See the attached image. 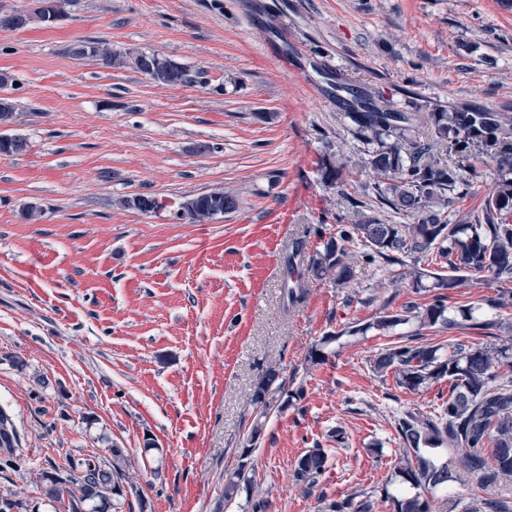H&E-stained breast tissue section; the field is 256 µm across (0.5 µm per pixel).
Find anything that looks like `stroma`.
I'll use <instances>...</instances> for the list:
<instances>
[{"mask_svg": "<svg viewBox=\"0 0 512 512\" xmlns=\"http://www.w3.org/2000/svg\"><path fill=\"white\" fill-rule=\"evenodd\" d=\"M65 12L52 27L0 28V73L20 114L12 131L29 141L0 158V408L19 436L13 453L0 451V494L49 512L40 470L116 447L132 462V512H328L346 498L394 512L407 488L395 421L432 414L449 384L398 388L392 372L375 371L377 358L417 332L443 348L512 344V301L497 305V284L470 276L447 290V315L475 306L486 328L421 331L412 321L383 333L370 327L376 317L431 293L360 263L350 287L316 281L287 308L284 255L301 237L320 249L348 209L321 178L358 148L337 83L406 112L416 100L512 115V8L68 0ZM78 39L158 53L194 81L160 85L74 59ZM495 177L494 162L475 161L473 194L451 223L482 215ZM218 188L236 191L235 212L208 224L176 217L186 197ZM133 192L162 200V216L120 206ZM30 204L44 211L39 223L23 217ZM358 322L366 331L353 332ZM271 369L304 392L253 444L252 395ZM315 447L328 454L324 474L296 484L297 459ZM424 455L448 470L428 493L435 512H487L486 499L512 496V478L483 486L460 451ZM240 468L247 480L225 501V477Z\"/></svg>", "mask_w": 512, "mask_h": 512, "instance_id": "stroma-1", "label": "stroma"}]
</instances>
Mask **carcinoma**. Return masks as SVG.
<instances>
[{"label": "carcinoma", "mask_w": 512, "mask_h": 512, "mask_svg": "<svg viewBox=\"0 0 512 512\" xmlns=\"http://www.w3.org/2000/svg\"><path fill=\"white\" fill-rule=\"evenodd\" d=\"M69 52L78 60H101L114 69L144 73L141 57L116 51L101 40H79ZM154 58L153 81L168 86L193 82L186 67L158 54ZM341 104L354 124L359 154L324 167L322 181L347 197L348 215L322 249L308 253L303 238L288 248L284 305L302 302L313 280L327 278L338 288L347 287L358 260L392 273L397 281L410 280L416 292L425 279L433 280L435 288H457L466 273L489 277L500 284L502 295L512 299V116L466 104L452 112H428L421 117L416 112L395 111L380 94L343 99ZM444 151L454 154L456 161L448 163ZM478 155L497 165V177L484 199L485 221L450 224L448 211L459 198L460 188L467 185L470 161ZM364 166L373 172L371 185L359 180V169ZM346 184L363 195L345 192ZM185 203L191 224L212 222L218 203L229 212L238 207L237 198L222 189L192 196ZM397 216L406 217L409 223H393ZM436 267L451 274H439ZM445 299L438 294L424 307L409 302L373 323L377 330L386 331L414 320L419 329L410 341L387 348L377 358L375 371H391L397 386L406 390L443 379L450 383L448 402L434 415L422 418L410 413L397 423L398 436L415 454V462H407L403 474L416 490L433 489L448 480L447 469L430 465L420 455L422 448L445 444L462 452L466 468L484 486L512 476V379L499 382L492 372L497 363L512 364V345L457 343L443 358L439 347L416 342L423 329L453 325L445 316ZM277 378V373L268 372L253 393L264 419L282 409L280 398H292L284 384L276 383ZM16 444L12 419L0 408V447ZM110 454L109 458L89 454L72 463L65 475L57 470L39 472L37 482L50 506L58 503L65 512H120L129 485L130 460L119 448L110 449ZM327 461L321 448L305 452L296 462L294 478L312 487ZM244 481L243 471L230 474L224 498L235 497ZM397 512H432V505L417 492L397 501Z\"/></svg>", "instance_id": "cac0c4a2"}]
</instances>
